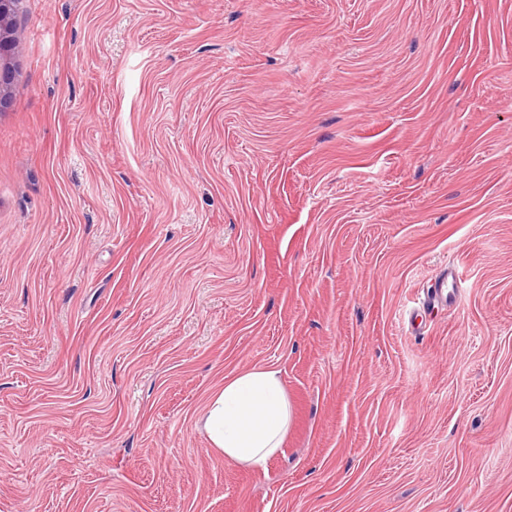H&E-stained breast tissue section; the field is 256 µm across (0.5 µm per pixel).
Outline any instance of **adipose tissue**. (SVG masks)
<instances>
[{
  "label": "adipose tissue",
  "mask_w": 512,
  "mask_h": 512,
  "mask_svg": "<svg viewBox=\"0 0 512 512\" xmlns=\"http://www.w3.org/2000/svg\"><path fill=\"white\" fill-rule=\"evenodd\" d=\"M291 417L278 371L259 367L225 378L205 403L203 429L225 458L262 467L282 453Z\"/></svg>",
  "instance_id": "adipose-tissue-1"
}]
</instances>
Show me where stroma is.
I'll use <instances>...</instances> for the list:
<instances>
[{"label":"stroma","instance_id":"stroma-1","mask_svg":"<svg viewBox=\"0 0 512 512\" xmlns=\"http://www.w3.org/2000/svg\"><path fill=\"white\" fill-rule=\"evenodd\" d=\"M14 28L0 512H512V0H18ZM256 367L293 410L261 468L200 421ZM458 293V281L451 269L442 276L431 280L427 288V300L429 304L448 305L455 302Z\"/></svg>","mask_w":512,"mask_h":512}]
</instances>
